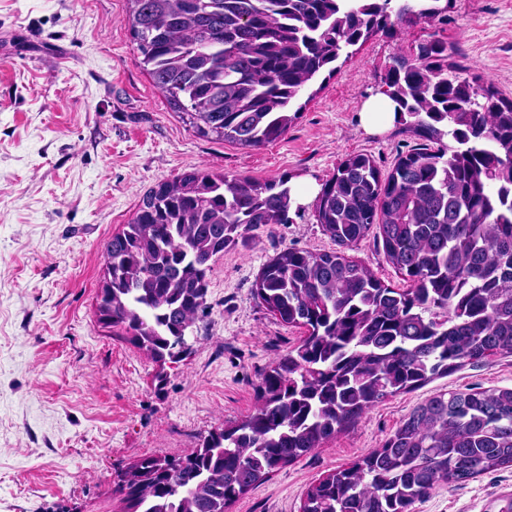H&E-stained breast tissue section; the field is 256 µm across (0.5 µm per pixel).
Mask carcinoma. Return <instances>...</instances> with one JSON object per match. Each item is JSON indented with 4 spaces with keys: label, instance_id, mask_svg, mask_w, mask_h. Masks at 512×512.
I'll list each match as a JSON object with an SVG mask.
<instances>
[{
    "label": "carcinoma",
    "instance_id": "1",
    "mask_svg": "<svg viewBox=\"0 0 512 512\" xmlns=\"http://www.w3.org/2000/svg\"><path fill=\"white\" fill-rule=\"evenodd\" d=\"M139 67L200 138L257 148L284 136L322 73L371 37L427 24L380 91L416 145L382 173L349 154L314 201L336 250L286 248L253 293L299 342L260 375L256 408L181 456L117 475L115 512H230L274 472L370 409L491 356H512V98L441 35L450 0H129ZM287 175L207 169L152 187L104 255L96 321L143 351L163 387L208 309L224 250L289 222ZM404 288L345 253L371 229ZM512 466V388L439 392L380 447L324 474L298 512H413L441 487Z\"/></svg>",
    "mask_w": 512,
    "mask_h": 512
}]
</instances>
